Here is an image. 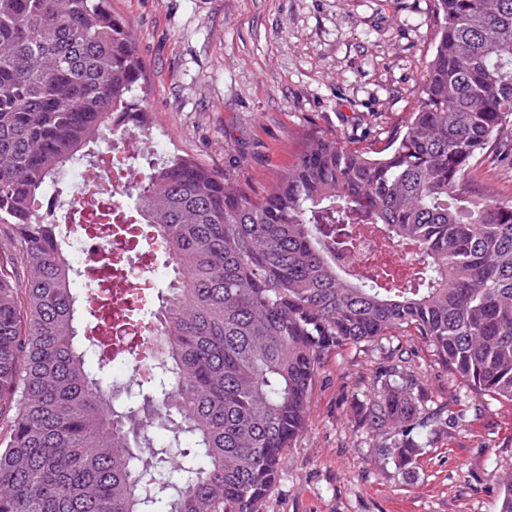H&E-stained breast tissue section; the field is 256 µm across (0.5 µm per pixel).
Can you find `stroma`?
<instances>
[{
  "label": "stroma",
  "instance_id": "1",
  "mask_svg": "<svg viewBox=\"0 0 512 512\" xmlns=\"http://www.w3.org/2000/svg\"><path fill=\"white\" fill-rule=\"evenodd\" d=\"M145 65L138 92L163 157L225 171L261 195L309 136L381 147L422 95L436 31L433 0H111ZM479 196L512 199V149L470 173ZM448 414L418 467L379 454L365 416L389 368ZM512 476V405L478 400L433 347L401 334L332 352L306 428L263 512H499Z\"/></svg>",
  "mask_w": 512,
  "mask_h": 512
}]
</instances>
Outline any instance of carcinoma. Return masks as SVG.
<instances>
[{"mask_svg":"<svg viewBox=\"0 0 512 512\" xmlns=\"http://www.w3.org/2000/svg\"><path fill=\"white\" fill-rule=\"evenodd\" d=\"M434 11L422 97L382 148L313 137L261 196L173 156L134 207L104 201L84 232L149 241L173 267L156 309L146 277L115 321L112 273L71 261L79 213L40 201L89 145L146 131L135 37L110 0H0V223L31 272L19 285L0 269V512H262L327 356L395 333L422 337L474 397L512 404V200L469 193L512 124V0ZM346 224L412 245L409 273L337 267L332 235L357 246ZM81 275L95 282L82 298ZM117 360L144 372L122 402ZM416 390L384 383L367 415L393 429L381 452L405 474L442 424L420 420Z\"/></svg>","mask_w":512,"mask_h":512,"instance_id":"obj_1","label":"carcinoma"}]
</instances>
